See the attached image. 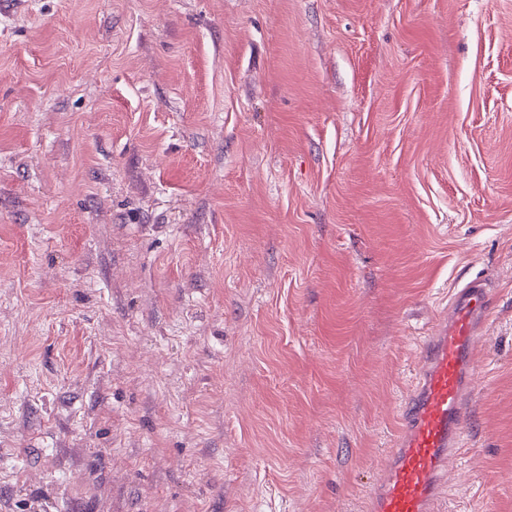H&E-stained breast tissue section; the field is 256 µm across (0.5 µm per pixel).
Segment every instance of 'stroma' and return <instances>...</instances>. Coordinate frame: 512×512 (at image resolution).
Masks as SVG:
<instances>
[{
  "label": "stroma",
  "mask_w": 512,
  "mask_h": 512,
  "mask_svg": "<svg viewBox=\"0 0 512 512\" xmlns=\"http://www.w3.org/2000/svg\"><path fill=\"white\" fill-rule=\"evenodd\" d=\"M474 278L512 512V0H0V512H370Z\"/></svg>",
  "instance_id": "1"
}]
</instances>
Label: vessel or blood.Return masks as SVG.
<instances>
[{"mask_svg": "<svg viewBox=\"0 0 512 512\" xmlns=\"http://www.w3.org/2000/svg\"><path fill=\"white\" fill-rule=\"evenodd\" d=\"M493 292L480 279L452 289L447 320L422 340V365L399 409L402 431L372 495L374 512H436L439 474L460 448L472 411L477 338Z\"/></svg>", "mask_w": 512, "mask_h": 512, "instance_id": "obj_1", "label": "vessel or blood"}]
</instances>
